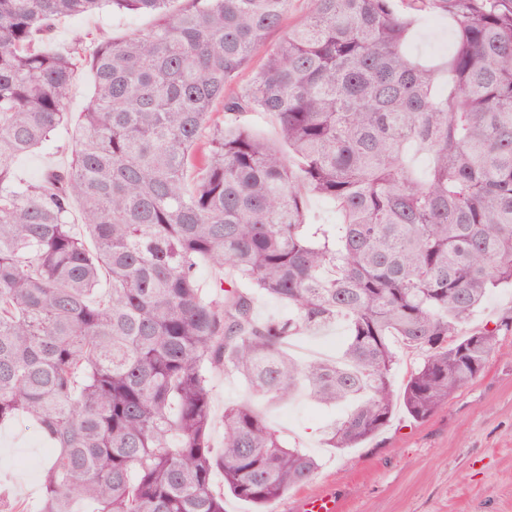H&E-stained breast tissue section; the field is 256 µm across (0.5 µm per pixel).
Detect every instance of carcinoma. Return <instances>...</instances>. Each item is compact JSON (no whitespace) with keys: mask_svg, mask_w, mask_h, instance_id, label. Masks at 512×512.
Masks as SVG:
<instances>
[{"mask_svg":"<svg viewBox=\"0 0 512 512\" xmlns=\"http://www.w3.org/2000/svg\"><path fill=\"white\" fill-rule=\"evenodd\" d=\"M290 2L0 0V424L23 416L57 448L37 512H224L226 491L262 512L317 460L246 405L212 447V371L273 404L304 386L346 406L325 439L343 450L398 407L430 417L512 331V308L467 328L512 288V0H308L271 45ZM104 9L154 24L89 55L81 37L50 47L60 17ZM442 12L447 62L412 60L416 16ZM83 69L70 164L16 181ZM311 195L342 222L305 223ZM202 260L226 274L210 292ZM259 296L283 312L257 321ZM337 322L336 358L288 354ZM404 352L419 362L396 391ZM242 120L247 123L260 138L270 142L277 141L278 133L276 122L272 117L246 116L243 117ZM509 307H512V288L497 290L488 297L484 305L473 315L467 328L496 320Z\"/></svg>","mask_w":512,"mask_h":512,"instance_id":"1","label":"carcinoma"}]
</instances>
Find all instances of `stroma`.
<instances>
[{
  "label": "stroma",
  "mask_w": 512,
  "mask_h": 512,
  "mask_svg": "<svg viewBox=\"0 0 512 512\" xmlns=\"http://www.w3.org/2000/svg\"><path fill=\"white\" fill-rule=\"evenodd\" d=\"M148 15L101 12L70 16L55 23L51 44L68 46L75 34L115 39L149 27ZM451 23L447 16L421 17L412 30L409 50L422 62L448 57ZM71 128L57 131L51 143L17 158L15 180L34 182L71 161ZM214 417L213 446L224 436L225 406L246 401L241 382L223 371L210 375ZM288 442L300 443L317 459L306 484L270 503L267 512H298L303 498L330 493L342 512H512V332L501 333L483 373L449 397L426 420L413 421L396 410L387 428L361 447L336 450L324 444L323 428L338 418L300 397L269 407L255 401ZM52 454L49 442L29 420L0 425V497L38 501L41 475Z\"/></svg>",
  "instance_id": "stroma-1"
}]
</instances>
